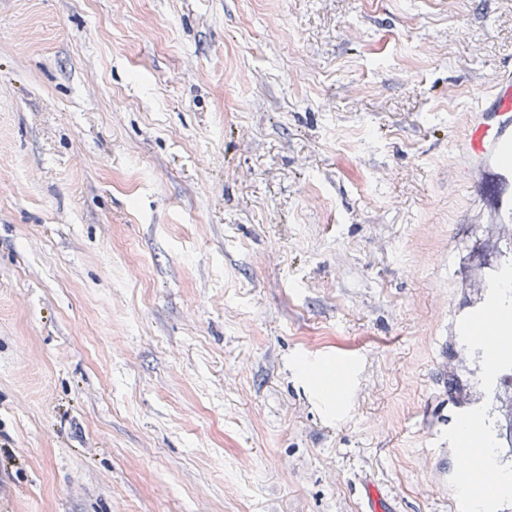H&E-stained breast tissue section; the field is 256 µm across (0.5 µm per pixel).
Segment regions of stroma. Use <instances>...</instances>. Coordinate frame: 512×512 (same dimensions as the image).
<instances>
[{"instance_id": "35a3bbf8", "label": "stroma", "mask_w": 512, "mask_h": 512, "mask_svg": "<svg viewBox=\"0 0 512 512\" xmlns=\"http://www.w3.org/2000/svg\"><path fill=\"white\" fill-rule=\"evenodd\" d=\"M512 0H0V512H453Z\"/></svg>"}]
</instances>
